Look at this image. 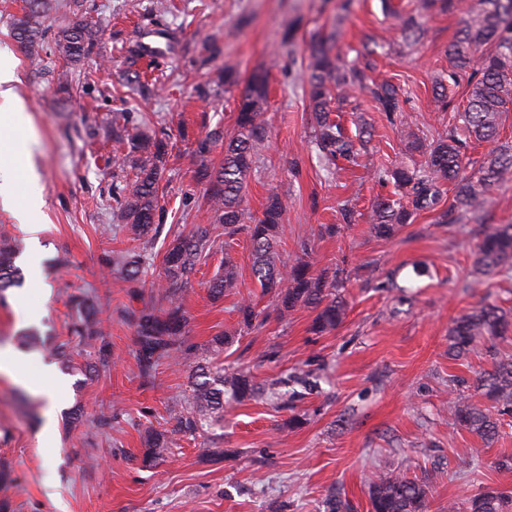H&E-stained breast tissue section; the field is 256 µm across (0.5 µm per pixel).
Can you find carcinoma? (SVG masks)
I'll return each mask as SVG.
<instances>
[{
    "label": "carcinoma",
    "mask_w": 512,
    "mask_h": 512,
    "mask_svg": "<svg viewBox=\"0 0 512 512\" xmlns=\"http://www.w3.org/2000/svg\"><path fill=\"white\" fill-rule=\"evenodd\" d=\"M462 16L459 35L448 45V82L434 86L435 99L448 109L453 105L451 84L458 75L469 72L467 103L457 109L458 120L468 138L493 141L499 133L503 115L512 112V0H417L414 15L397 16L398 28L405 43L418 40L419 18L436 4ZM62 12L64 20L55 29L45 26L51 12ZM14 36L19 47L35 63L41 61L39 46L49 43L51 52L61 58L66 69L58 84L70 85V69L88 56L98 37V29L85 0H25L23 15L14 19ZM333 36L315 41L310 48L307 96L314 112L313 138L325 170L336 162H356L364 136L349 135L331 118L334 105L349 100L358 90L377 104L387 117L407 123L398 89L388 81L370 76L371 56L375 49L364 47L359 66L334 51ZM268 82L265 74L254 73L241 95L236 120L237 134L224 143V163L210 176L208 204L213 223L224 235V250H229L236 236L245 233L252 244V276L263 291L274 293L277 316L284 317L297 307L315 312L311 330L322 335L336 329L345 317L344 301L336 296V278L315 274L311 266L297 257L287 265L275 250L286 208L278 196L256 217L242 207L247 179L259 162L267 128L264 106ZM121 139L122 131H113ZM221 131L214 130L197 140L195 156L203 162ZM134 178L125 176L112 184L118 203V217L130 239L139 246L121 252L106 261L130 279H139L152 260L155 240L162 225L159 193L163 177V159L167 143L145 132L127 137ZM411 147L422 150L427 160L422 167L398 166L388 173L398 197L378 200L373 210V230L387 236L426 211L435 210L453 186L448 209L439 214L437 223L450 224L462 217L484 225L477 254V270L489 274L512 261V224L486 223V206L492 190L512 180V144L499 145L480 159L468 154L467 142L455 130L425 143L415 137ZM219 234V235H221ZM219 235L202 224L179 234L168 244L163 256V280L158 283L164 294L188 283L197 265L215 250ZM19 242L0 234V294L21 283L15 260ZM236 267L224 258V271L213 279L209 292L215 299L235 286ZM72 306L77 318L72 323L71 338L77 345H91L102 338L100 321L85 300L75 297ZM239 332L246 333L262 324L260 313L244 301L238 308ZM136 329L137 359L144 376L150 377L163 359H174L192 369L189 390L169 409L172 433L196 438L224 427V406L264 395L271 400L283 398L281 388L290 381L305 382L303 377H283L262 389L244 373L228 375L220 360L224 348L236 334L224 332L198 345L186 335V317L180 306L170 302L165 311L143 310L133 319ZM512 330V313L494 305H483L458 317L450 329V352L454 357L467 355L482 338L503 336ZM478 395L491 403L487 408L471 397L461 395L456 402L455 425L490 443L499 435V416L512 412V360H507L489 375L480 378ZM138 460L141 467L152 469L165 461L170 445L167 432L148 430ZM370 512H428L429 487L403 475H374L366 483ZM448 512H512V496L497 488L486 487L466 499L463 506L448 504Z\"/></svg>",
    "instance_id": "carcinoma-1"
}]
</instances>
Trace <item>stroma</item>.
Returning a JSON list of instances; mask_svg holds the SVG:
<instances>
[{
    "mask_svg": "<svg viewBox=\"0 0 512 512\" xmlns=\"http://www.w3.org/2000/svg\"><path fill=\"white\" fill-rule=\"evenodd\" d=\"M415 0H88L99 37L84 71L82 89H60L61 60L46 55L31 67L14 37L13 19L23 0H0V51L17 62L19 94L29 122L20 139H34L33 155L9 154L17 166L32 163L39 175V231L29 236L12 210L0 207V233L16 238V264L26 276L0 297V349H20L28 331L40 335L33 352L65 382L56 399V442L44 450L39 433L45 402L0 373V464L11 471L6 492L11 512H323L332 495L351 512H369L365 479L400 473L430 487L429 512H441L485 487L512 492V470L494 465L512 455V415L501 416L494 442L452 426L456 395L450 381L476 378L512 358V334L482 339L467 358L448 353V331L462 313L482 305L512 310V272L476 273L483 238L480 225L462 219L437 223L420 213L390 237L372 230V206L393 195L380 181L383 169L424 163L408 146V132L430 139L452 122L438 110L435 80L448 75L449 43L460 28L454 13L422 21L421 36L405 45L397 14ZM290 52H282L285 35ZM335 35L336 49L355 60L363 43L380 51L372 76L400 90L410 126L387 120L359 94L335 118L355 133L371 132L357 164L326 173L312 142V112L302 87L312 42ZM235 70L234 84L221 80ZM268 74L267 139L243 205L261 215L270 195L287 203L276 245L281 261L308 250L313 272L336 276L346 315L336 330L318 336L310 310L273 316L274 298L251 274L252 247L238 235L230 252L215 250L198 265L174 299L157 293L161 259L169 243L158 236L148 274L130 282L105 261L129 248L112 220V180L124 155L112 140L121 113L147 116L149 134L166 139L162 224L189 230L206 224L208 181L191 157L199 138L218 129L236 131L241 93L254 72ZM351 208V223L340 212ZM38 253L45 286L29 277ZM232 256L238 285L212 300L208 282ZM95 303L110 350L87 357L95 372L64 367L56 344L69 337L76 316L71 299ZM250 300L267 317L263 327L238 337L224 353L227 372L245 371L268 386L287 374L315 383L311 391L278 408L255 398L224 411V460L207 461L209 437H175L166 461L142 468L138 455L147 429L168 425V408L187 385L186 368L161 361L143 377L132 322L124 311L179 303L192 342L203 344L238 327V307ZM39 312L23 325L22 305ZM298 428H287L291 416Z\"/></svg>",
    "mask_w": 512,
    "mask_h": 512,
    "instance_id": "obj_1",
    "label": "stroma"
}]
</instances>
